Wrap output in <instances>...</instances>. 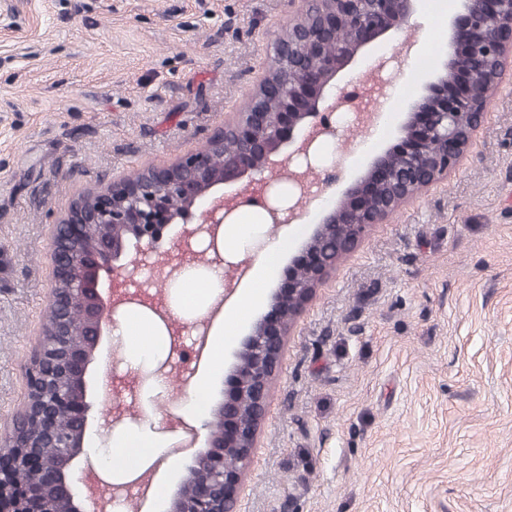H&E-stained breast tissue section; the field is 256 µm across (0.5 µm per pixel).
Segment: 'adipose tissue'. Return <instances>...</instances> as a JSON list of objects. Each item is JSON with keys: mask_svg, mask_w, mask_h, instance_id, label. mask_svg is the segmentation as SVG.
I'll use <instances>...</instances> for the list:
<instances>
[{"mask_svg": "<svg viewBox=\"0 0 512 512\" xmlns=\"http://www.w3.org/2000/svg\"><path fill=\"white\" fill-rule=\"evenodd\" d=\"M264 221L262 211L253 208L243 211L235 223L225 225L224 243L228 252L243 255L252 240L265 232ZM283 250L282 238L270 239L255 261L252 288L246 289L237 298L232 310L226 313L224 321L212 328L210 364L191 384L189 395L182 405L186 416L200 420L207 415L210 388L224 367L228 339L236 334L250 309L260 301L262 288L269 276L278 269ZM222 291V271L187 270L176 285L171 312L179 318L201 315ZM113 333L123 343L128 359L134 365L148 363L166 346L163 329L150 315L137 309L127 311L119 318ZM162 448V441L149 428L132 426L116 433L109 447L91 446L90 453L115 475L121 476L138 469L147 459L158 457Z\"/></svg>", "mask_w": 512, "mask_h": 512, "instance_id": "obj_1", "label": "adipose tissue"}]
</instances>
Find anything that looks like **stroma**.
I'll list each match as a JSON object with an SVG mask.
<instances>
[{"mask_svg": "<svg viewBox=\"0 0 512 512\" xmlns=\"http://www.w3.org/2000/svg\"><path fill=\"white\" fill-rule=\"evenodd\" d=\"M373 47L413 46L391 118L345 127L347 179L394 145L438 74L450 0ZM294 17L288 0H0V436L72 201L201 150ZM240 512H512V79L470 154L370 228L299 316Z\"/></svg>", "mask_w": 512, "mask_h": 512, "instance_id": "1", "label": "stroma"}]
</instances>
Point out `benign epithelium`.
<instances>
[{"label":"benign epithelium","instance_id":"7a95c632","mask_svg":"<svg viewBox=\"0 0 512 512\" xmlns=\"http://www.w3.org/2000/svg\"><path fill=\"white\" fill-rule=\"evenodd\" d=\"M297 19L274 39V57L240 112L231 113L208 146L164 167L133 175L77 197L53 227L54 283L41 338L26 370L27 398L0 451V512H97V502L137 486L150 488V470L126 483L106 479L86 456L94 402L113 412L111 423L141 405L144 387L175 371L173 355L192 323L171 315L157 293L133 285L147 255L155 277L174 282L184 255L201 243L198 265L221 268L220 306L237 292L245 268L224 255L223 227L243 207L265 211L267 222L291 224L316 193L317 148L342 137L332 120L339 109L355 121L383 97L404 62L401 49L374 61L375 79L354 101L339 86L343 71L366 49L397 31L418 0H291ZM512 63V0H460L450 24L445 59L435 81L415 100L399 141L373 157L359 178L327 201L319 221L288 266V277L256 318L210 408L203 430L180 417L163 429L205 448L186 462L161 512H237L239 490L264 421L267 395L297 317L375 224L448 177L465 158L484 121L487 99ZM178 228L176 243L160 245ZM336 249L327 257L326 245ZM135 308L165 330L168 352L147 371L112 375L110 393L92 400L89 372L117 317Z\"/></svg>","mask_w":512,"mask_h":512}]
</instances>
